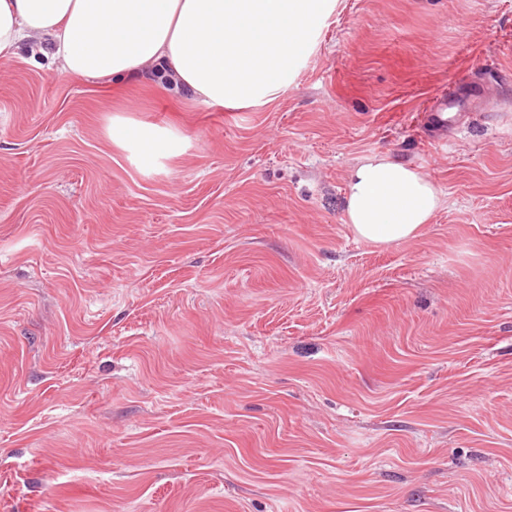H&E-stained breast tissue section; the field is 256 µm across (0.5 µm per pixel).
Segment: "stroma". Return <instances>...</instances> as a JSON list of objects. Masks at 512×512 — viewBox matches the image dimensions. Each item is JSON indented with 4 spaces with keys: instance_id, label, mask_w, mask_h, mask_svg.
<instances>
[{
    "instance_id": "35a3bbf8",
    "label": "stroma",
    "mask_w": 512,
    "mask_h": 512,
    "mask_svg": "<svg viewBox=\"0 0 512 512\" xmlns=\"http://www.w3.org/2000/svg\"><path fill=\"white\" fill-rule=\"evenodd\" d=\"M371 154L440 188L416 239L347 224ZM0 512H512V0H336L233 112L0 61ZM448 96H435L419 114L418 121L428 134L438 140H443L448 131V125L460 127L466 112H458L448 117ZM112 141L139 160L148 157L152 164L176 156L183 145V138L169 127L121 118L112 119Z\"/></svg>"
}]
</instances>
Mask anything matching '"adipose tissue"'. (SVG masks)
Masks as SVG:
<instances>
[{
  "label": "adipose tissue",
  "instance_id": "1",
  "mask_svg": "<svg viewBox=\"0 0 512 512\" xmlns=\"http://www.w3.org/2000/svg\"><path fill=\"white\" fill-rule=\"evenodd\" d=\"M335 0H0V59L33 36L71 77L106 89L149 71L227 111L263 107L291 88ZM112 140L158 162L179 154L170 128L112 122ZM442 204L420 170L371 155L346 178L357 238L390 245L419 237Z\"/></svg>",
  "mask_w": 512,
  "mask_h": 512
}]
</instances>
